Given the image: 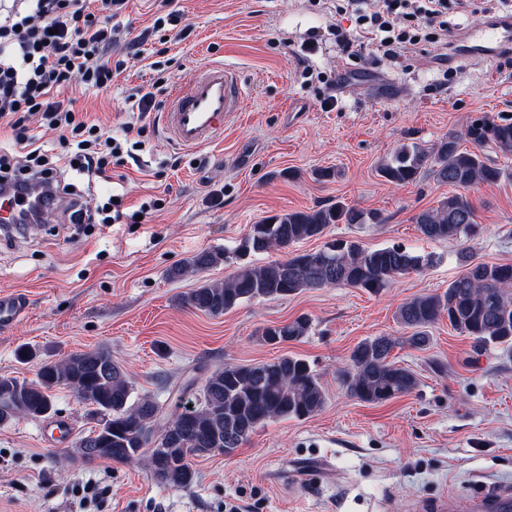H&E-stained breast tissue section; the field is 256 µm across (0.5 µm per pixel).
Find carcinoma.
Instances as JSON below:
<instances>
[{
	"mask_svg": "<svg viewBox=\"0 0 512 512\" xmlns=\"http://www.w3.org/2000/svg\"><path fill=\"white\" fill-rule=\"evenodd\" d=\"M461 147L453 133L428 147L403 145L379 167L387 183L412 184L425 174L456 188L438 207L414 216L419 232L429 240L461 242L479 233L475 205L469 190L478 184L512 179V172L489 163L484 149L512 155V120L490 112L470 118ZM376 211H364L336 201L309 211L269 217L251 226L232 249L203 250L168 271L180 280L221 263L237 264L236 272L221 282L192 290L183 298L187 306L220 316L254 300L283 298L302 291L346 287L378 294L398 278L427 270L441 257L416 254L394 244L368 250L352 240H333L313 253L255 264L246 258L298 242L320 239L333 224H380ZM463 272L441 294L415 296L397 310L399 323L411 330L404 339L373 336L358 343L343 377L347 394L361 402L383 403L417 386L412 371L390 359L400 345L421 349L430 340L429 329L443 317L456 331L470 337L475 353L495 348L512 354V265L476 261L460 253ZM306 316L267 326L261 338L268 344L298 340L309 335ZM64 386L81 401L109 416L93 431L102 450L92 455L85 441L78 448L88 461L108 459L126 463L147 455L153 478L172 489L191 487L196 472L189 458L193 448H222L233 454L261 425L271 420H305L326 405L320 376L297 356L268 362L224 364L208 374L198 387L197 403L170 416L148 396L134 389L112 353L105 349L71 355L43 364L34 381L0 376V425L15 419H43L54 412V391Z\"/></svg>",
	"mask_w": 512,
	"mask_h": 512,
	"instance_id": "cac0c4a2",
	"label": "carcinoma"
}]
</instances>
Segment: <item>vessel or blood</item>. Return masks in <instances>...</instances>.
Masks as SVG:
<instances>
[{
	"label": "vessel or blood",
	"instance_id": "1",
	"mask_svg": "<svg viewBox=\"0 0 512 512\" xmlns=\"http://www.w3.org/2000/svg\"><path fill=\"white\" fill-rule=\"evenodd\" d=\"M451 44L458 57L491 61L512 50V15L489 18L463 36L452 38ZM244 93L236 71L221 64L208 65L190 85L171 93L160 114L163 130L177 146H209L221 137L225 122L238 112ZM44 193L38 186L20 197L10 183L0 184V230L12 231L34 213L41 221L51 220L53 207L42 202ZM27 314L22 293L0 294V327H12ZM477 507L479 512H512V496L496 490L486 494Z\"/></svg>",
	"mask_w": 512,
	"mask_h": 512
}]
</instances>
